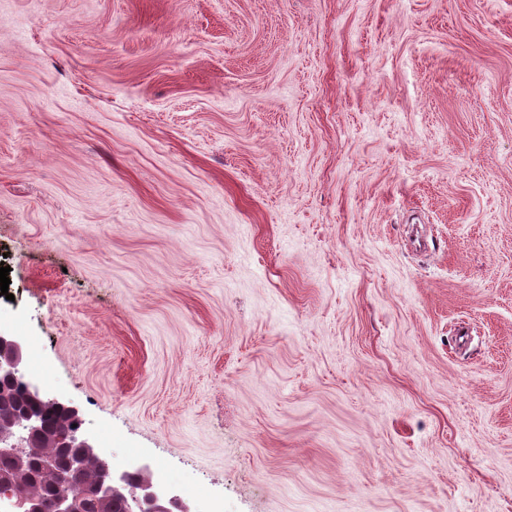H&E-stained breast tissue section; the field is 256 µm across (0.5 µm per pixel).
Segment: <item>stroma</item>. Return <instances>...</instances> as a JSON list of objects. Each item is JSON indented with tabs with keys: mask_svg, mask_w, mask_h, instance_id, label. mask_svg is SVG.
I'll list each match as a JSON object with an SVG mask.
<instances>
[{
	"mask_svg": "<svg viewBox=\"0 0 512 512\" xmlns=\"http://www.w3.org/2000/svg\"><path fill=\"white\" fill-rule=\"evenodd\" d=\"M0 260L190 512H512V0H0Z\"/></svg>",
	"mask_w": 512,
	"mask_h": 512,
	"instance_id": "35a3bbf8",
	"label": "stroma"
}]
</instances>
